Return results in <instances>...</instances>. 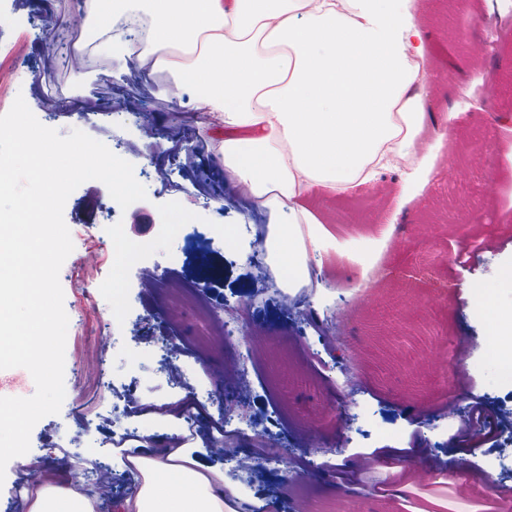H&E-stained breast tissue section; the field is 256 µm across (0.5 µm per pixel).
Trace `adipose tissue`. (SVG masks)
<instances>
[{
	"mask_svg": "<svg viewBox=\"0 0 512 512\" xmlns=\"http://www.w3.org/2000/svg\"><path fill=\"white\" fill-rule=\"evenodd\" d=\"M138 64L169 70L194 110L224 123L221 163L237 195L269 213L265 246L286 263L285 288L307 277L310 248L331 234L310 208L405 161L427 118L426 47L409 0H152ZM98 48L125 51L129 0H85ZM141 480L127 512H229L224 475L187 448L134 457ZM31 512H94L82 489L32 477Z\"/></svg>",
	"mask_w": 512,
	"mask_h": 512,
	"instance_id": "obj_1",
	"label": "adipose tissue"
}]
</instances>
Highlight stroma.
Here are the masks:
<instances>
[{
    "label": "stroma",
    "instance_id": "35a3bbf8",
    "mask_svg": "<svg viewBox=\"0 0 512 512\" xmlns=\"http://www.w3.org/2000/svg\"><path fill=\"white\" fill-rule=\"evenodd\" d=\"M71 3L0 0V66L18 71L10 86H0V114L20 95L60 135L78 129L115 150L146 189L141 206L152 230L146 239L132 238L130 211L100 213L98 201L110 196L100 181H86L68 197L63 217L74 249L59 273L69 318L65 398L59 413L33 427L30 456L66 476L82 470L84 483L100 490L95 512H125L137 482L129 457L147 442L174 438L223 471L225 485L250 512H297L287 489L292 474L304 480L310 505L335 512H498L512 493V466L503 467L502 448L472 455L449 451L448 442L469 422L468 392L512 416V359L496 339L512 322V216L503 209V193L512 187V138L486 112L461 102L456 87L493 82L500 89L494 110H512V26L494 33L491 55L479 56L478 14L465 22L453 0H412L427 65L448 72L430 97L440 120L425 134L418 162L428 179L407 194L397 216L379 203L401 191V168L380 170L371 184L341 197L314 201L336 246L312 252L322 281L300 310L276 297L284 272L267 269L258 246L265 220L224 184L223 124L172 98L165 74L131 68L125 57L51 63L38 16L47 9L68 14ZM119 100L139 109L141 122H119L111 110ZM452 109L458 116L451 121ZM176 129L192 148L163 160L159 151L170 148ZM199 144L206 159L194 151ZM157 172L167 180L166 193L156 190ZM468 230L486 235L485 249L469 253ZM197 232L214 239L218 287L197 280L191 250ZM152 277L157 288L143 292L141 282ZM184 294L195 296L197 306L181 308L178 321L167 322L166 311ZM117 304L125 319L119 331L111 315ZM237 306L247 308L251 331L288 343L286 358L266 361L246 384L224 370L238 349L220 327L225 309ZM330 316L335 346L323 341ZM159 335L178 350L156 374L140 363ZM218 380L223 396L200 406L194 388ZM132 381L137 388L127 408L118 395ZM239 404L284 450L271 465L259 446L239 436V452L257 460L255 478L246 483L232 458L216 453L218 437L196 419L203 407L235 432ZM324 418L334 420L335 432L316 448L311 432ZM352 419L361 434L351 435ZM459 472L470 479L469 494L454 486Z\"/></svg>",
    "mask_w": 512,
    "mask_h": 512
}]
</instances>
